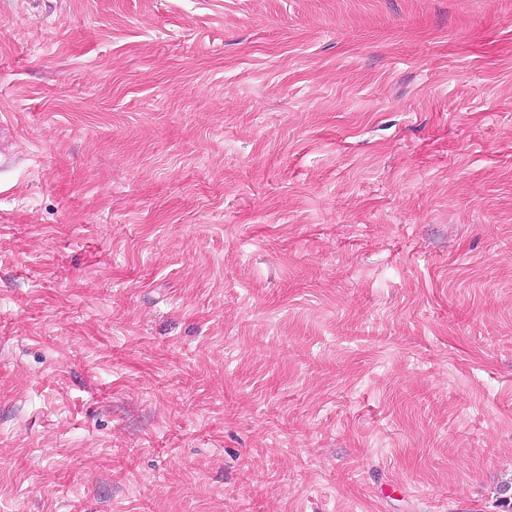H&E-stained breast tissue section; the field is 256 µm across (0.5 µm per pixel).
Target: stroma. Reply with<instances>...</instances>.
Masks as SVG:
<instances>
[{"instance_id":"stroma-1","label":"stroma","mask_w":512,"mask_h":512,"mask_svg":"<svg viewBox=\"0 0 512 512\" xmlns=\"http://www.w3.org/2000/svg\"><path fill=\"white\" fill-rule=\"evenodd\" d=\"M0 512H502L512 0H0Z\"/></svg>"}]
</instances>
